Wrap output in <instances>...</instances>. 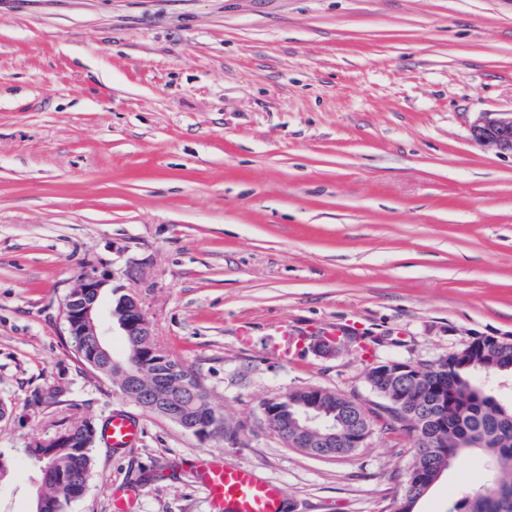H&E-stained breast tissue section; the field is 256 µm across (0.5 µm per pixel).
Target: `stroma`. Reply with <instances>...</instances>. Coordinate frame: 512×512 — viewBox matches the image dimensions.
Returning a JSON list of instances; mask_svg holds the SVG:
<instances>
[{"label":"stroma","instance_id":"35a3bbf8","mask_svg":"<svg viewBox=\"0 0 512 512\" xmlns=\"http://www.w3.org/2000/svg\"><path fill=\"white\" fill-rule=\"evenodd\" d=\"M512 111V0H0V512H33L26 447L112 411L71 512H210L192 468H254L284 512H390L416 456L366 373L512 336V157L470 135ZM87 274L137 294L224 434L201 437L81 364L65 331ZM307 335L281 354L280 328ZM355 327L373 348L319 353ZM320 386L372 422L315 458L265 402ZM486 473L460 462L414 512ZM142 427L125 412L115 411L104 432L106 443L112 448H131L139 440Z\"/></svg>","mask_w":512,"mask_h":512}]
</instances>
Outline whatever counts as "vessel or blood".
Listing matches in <instances>:
<instances>
[{
	"mask_svg": "<svg viewBox=\"0 0 512 512\" xmlns=\"http://www.w3.org/2000/svg\"><path fill=\"white\" fill-rule=\"evenodd\" d=\"M142 428L125 412H113L104 432L106 443L129 448L140 439ZM197 479L211 512H283L284 491L259 477L249 467L204 458L196 464Z\"/></svg>",
	"mask_w": 512,
	"mask_h": 512,
	"instance_id": "1",
	"label": "vessel or blood"
}]
</instances>
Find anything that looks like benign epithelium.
Segmentation results:
<instances>
[{
  "label": "benign epithelium",
  "instance_id": "7a95c632",
  "mask_svg": "<svg viewBox=\"0 0 512 512\" xmlns=\"http://www.w3.org/2000/svg\"><path fill=\"white\" fill-rule=\"evenodd\" d=\"M470 131L472 138L484 149L497 155L512 156V112L481 113L472 121ZM108 285L107 278L83 276L74 286L73 293L67 296L63 310L68 335L87 337L84 348L87 360L92 364L111 360L107 336L115 325L122 335L137 337L138 349L147 357L163 356L135 294L124 295L121 310L112 309L107 318H102L99 302ZM476 341L483 356H497L500 350L512 345V338L508 336H483ZM441 370L443 367L439 363L431 364L425 370L418 363L386 359L370 367L368 381L379 377L391 379L395 389L383 392V396L394 404L421 384L430 392L437 416L443 417L448 414V381L441 376ZM117 384L125 393L135 395L140 403L151 401L155 396L133 371L120 370ZM173 386L176 395L169 398L161 415L187 431L204 436L211 434L210 425L187 414L185 400L194 388L185 381L175 382ZM265 415L270 422L283 423L289 430L290 446L303 451L319 448L331 454L347 455L351 450L363 447L368 437L363 409L343 395L321 387L294 390L266 405Z\"/></svg>",
  "mask_w": 512,
  "mask_h": 512
}]
</instances>
